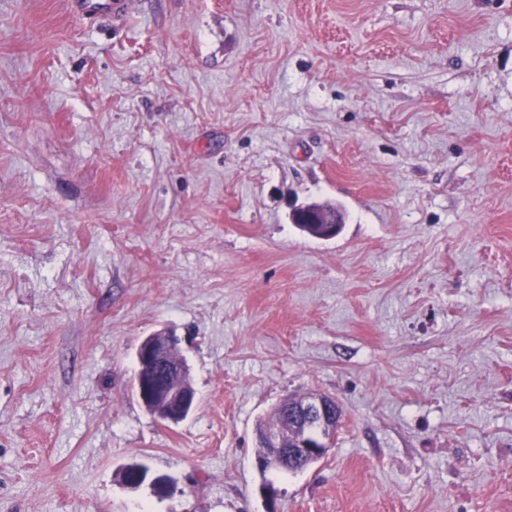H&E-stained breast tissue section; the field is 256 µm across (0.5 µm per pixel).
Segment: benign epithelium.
I'll return each mask as SVG.
<instances>
[{"instance_id": "1", "label": "benign epithelium", "mask_w": 512, "mask_h": 512, "mask_svg": "<svg viewBox=\"0 0 512 512\" xmlns=\"http://www.w3.org/2000/svg\"><path fill=\"white\" fill-rule=\"evenodd\" d=\"M177 344V338L167 334L146 336L135 352L136 395L144 408L157 419L173 424L184 420L197 403L188 364L177 355ZM292 415L299 425L314 421L332 430L336 428L340 409L335 400L324 395H312L297 406ZM264 447L266 453L258 458L259 466L275 471L310 460L326 447V438L304 432L286 446L279 430L271 428L266 433ZM122 470L138 474L137 481L124 483V487L131 491L142 487L141 478L149 475L148 468L141 463L126 464Z\"/></svg>"}]
</instances>
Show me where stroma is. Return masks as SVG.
Returning a JSON list of instances; mask_svg holds the SVG:
<instances>
[{
	"mask_svg": "<svg viewBox=\"0 0 512 512\" xmlns=\"http://www.w3.org/2000/svg\"><path fill=\"white\" fill-rule=\"evenodd\" d=\"M156 333L177 424L131 391ZM307 393L333 447L261 472ZM142 504L512 512V0H0V512ZM69 5L71 14L83 21L122 19L128 13L129 0H69ZM291 221H292V219H291ZM303 222H307L308 224H297V223H293V221H292V224H295V226L300 231L305 232L308 235L315 237V238H318L317 235L321 228V225H315V224H324L322 235H323V238L326 240L335 238L336 235L340 232V228H341L340 223H337L336 219L333 221L327 220L325 222L315 223L312 213L309 210L304 213ZM177 344L175 336H146L135 352L136 395L157 419L173 424L184 420L197 403L188 364L177 355ZM292 415L298 425L305 424L307 427L309 422L314 421L322 427L327 426L331 431L336 430V419L340 416V409L334 399L324 395H312L297 406Z\"/></svg>",
	"mask_w": 512,
	"mask_h": 512,
	"instance_id": "35a3bbf8",
	"label": "stroma"
}]
</instances>
